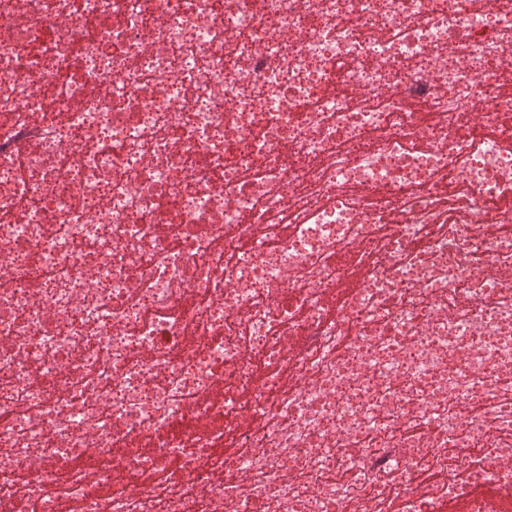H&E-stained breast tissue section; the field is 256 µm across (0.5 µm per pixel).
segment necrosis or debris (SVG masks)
Masks as SVG:
<instances>
[{
  "label": "necrosis or debris",
  "mask_w": 512,
  "mask_h": 512,
  "mask_svg": "<svg viewBox=\"0 0 512 512\" xmlns=\"http://www.w3.org/2000/svg\"><path fill=\"white\" fill-rule=\"evenodd\" d=\"M475 485L512 502V0H0V512Z\"/></svg>",
  "instance_id": "4bbe7bcc"
}]
</instances>
